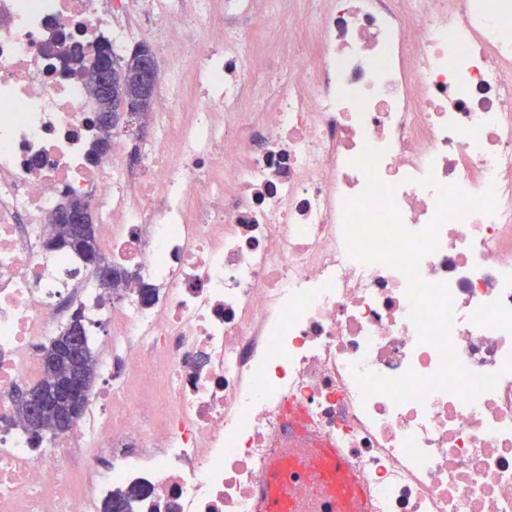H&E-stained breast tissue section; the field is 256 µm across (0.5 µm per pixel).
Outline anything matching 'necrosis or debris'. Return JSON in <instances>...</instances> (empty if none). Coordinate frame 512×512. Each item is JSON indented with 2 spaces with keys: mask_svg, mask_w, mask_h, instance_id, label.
<instances>
[{
  "mask_svg": "<svg viewBox=\"0 0 512 512\" xmlns=\"http://www.w3.org/2000/svg\"><path fill=\"white\" fill-rule=\"evenodd\" d=\"M256 2L0 0V512H102L129 485L133 512H255L269 457L313 474L328 444L373 512H512V0H320L312 25L274 10L275 57L238 26ZM131 34L156 42L164 88L136 175L72 65ZM367 144L410 231L437 185L495 193L419 265L448 286L459 361L499 376L473 401L439 388L397 404L354 377L441 365L405 275L346 252ZM69 198L128 273L110 310L94 269L48 246ZM70 304L106 324L107 392L34 449L10 397L41 380L36 346Z\"/></svg>",
  "mask_w": 512,
  "mask_h": 512,
  "instance_id": "necrosis-or-debris-1",
  "label": "necrosis or debris"
}]
</instances>
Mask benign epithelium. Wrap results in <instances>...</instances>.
<instances>
[{
    "label": "benign epithelium",
    "instance_id": "benign-epithelium-1",
    "mask_svg": "<svg viewBox=\"0 0 512 512\" xmlns=\"http://www.w3.org/2000/svg\"><path fill=\"white\" fill-rule=\"evenodd\" d=\"M132 54L137 64L129 72V79L139 86L140 92L122 107L119 117L126 127L140 129L153 110L159 75L154 54L149 47L137 48ZM91 57L96 60L92 73V90L97 97L103 99L112 93V56L94 49ZM64 220L76 231L85 230L91 222L88 204L82 202L77 207L65 211ZM52 381L51 395L48 396L39 389L25 388L15 395L14 404L25 407L28 417L37 421L42 419L50 398L59 399L61 406L58 407L53 429L56 433H66L68 429L65 425L72 424L80 416L88 401L90 381L82 374H65L57 371L54 372Z\"/></svg>",
    "mask_w": 512,
    "mask_h": 512
}]
</instances>
